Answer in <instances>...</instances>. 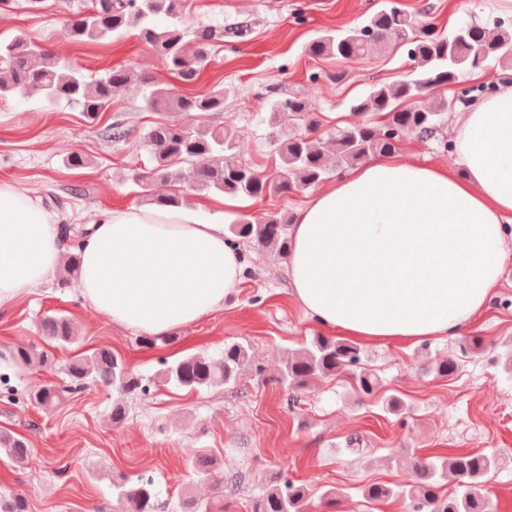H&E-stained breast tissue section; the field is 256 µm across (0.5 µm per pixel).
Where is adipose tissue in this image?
<instances>
[{"mask_svg":"<svg viewBox=\"0 0 512 512\" xmlns=\"http://www.w3.org/2000/svg\"><path fill=\"white\" fill-rule=\"evenodd\" d=\"M457 170L391 155L315 192L293 215L291 294L319 326L367 341L460 335L512 258V83L471 100L448 131ZM222 219L190 204L99 214L76 249L85 303L118 327L164 337L223 308L244 280ZM63 216L0 181V311L65 254Z\"/></svg>","mask_w":512,"mask_h":512,"instance_id":"ef3b65f1","label":"adipose tissue"}]
</instances>
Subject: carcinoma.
<instances>
[{"label":"carcinoma","instance_id":"carcinoma-1","mask_svg":"<svg viewBox=\"0 0 512 512\" xmlns=\"http://www.w3.org/2000/svg\"><path fill=\"white\" fill-rule=\"evenodd\" d=\"M188 0H90L84 4L86 17L69 29V37L80 43H102L114 35L135 32L154 48L167 68L184 84L195 83L207 65L208 41L224 36L213 26L189 30L184 16ZM374 48L407 49L420 71L389 84L376 87L367 96L355 100L351 109L362 120L332 129L322 128L312 102L306 98L266 101V121L278 129L273 139L275 171L265 175L236 157L238 136L235 130L210 126L157 123L144 137L154 166L149 178L137 180L141 186L166 176L171 167L189 189L214 191L250 199L270 194H296L327 179L326 160L334 158L336 169L345 170L370 159L396 151L402 138L416 133H436L443 114L458 101L442 97L431 103L422 101L432 86L458 84L460 74L500 68V79L512 81V25L498 21L490 28L469 22L454 32L437 34L417 15L395 6H384L373 13L366 24L327 32L313 38L307 46L310 55L351 62ZM133 82L126 69L109 70L95 77L85 74L68 61L42 49L24 31L0 39V98L40 94L49 101H72L82 105L88 118H95L112 103L115 94ZM144 107L159 111L173 108L186 113L224 111V99L232 94L226 87H214L193 95H176L163 85L139 88ZM382 115L384 124L370 120ZM292 219L285 214H271L252 221L242 216L230 232L275 256L288 254ZM47 335L60 345L76 339L73 323L64 316H49L44 322ZM480 336L460 340L461 356L443 357L434 366L438 377L449 379L462 370V357L482 350ZM49 362L48 355L35 348H21L12 354L17 363ZM250 359L249 349L241 342L224 345L216 358L189 355L167 367L169 381L180 388L197 390L214 385H234L243 366ZM74 382L95 380L118 393L112 402V422L126 419L128 397L146 390L142 379L126 367L109 349H99L69 366ZM346 375L356 392L376 400L389 413L406 409L397 394L382 391L377 372L363 361V350L353 344L326 336H315L310 343L288 353L277 381L292 391L306 388L316 379ZM34 401L53 405L59 393L50 385L33 391ZM0 449L12 460L28 459L31 448L22 437L0 433ZM187 463L200 481H211L215 462L204 454L188 456ZM496 468L493 453H457L446 458H416L413 480L402 487L373 483L362 490L368 501L401 497L406 512H494L491 500L482 492L487 477ZM453 479L459 487L454 495L442 493V482ZM157 493L154 483L141 475H131L117 486L119 512H154ZM313 489L288 478L265 487L255 512H311ZM0 512H28L27 498L21 494H1Z\"/></svg>","mask_w":512,"mask_h":512}]
</instances>
